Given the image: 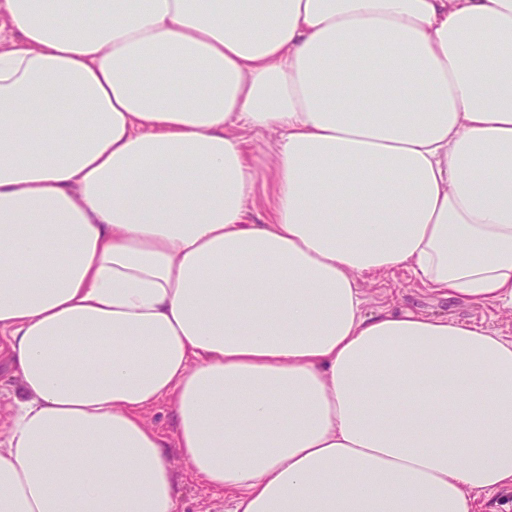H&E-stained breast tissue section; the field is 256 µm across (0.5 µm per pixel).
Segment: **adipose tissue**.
Returning a JSON list of instances; mask_svg holds the SVG:
<instances>
[{
  "label": "adipose tissue",
  "instance_id": "1",
  "mask_svg": "<svg viewBox=\"0 0 512 512\" xmlns=\"http://www.w3.org/2000/svg\"><path fill=\"white\" fill-rule=\"evenodd\" d=\"M4 28L0 512H178L173 447L231 512L512 485V341L359 288L512 310V0H0ZM242 127L279 135L264 224ZM367 314L410 310L427 316H444L497 332L512 340V310L490 305H467L424 287L408 270L360 281ZM15 396H20V384L6 363L1 357L0 360V424H2L10 413V406L13 405Z\"/></svg>",
  "mask_w": 512,
  "mask_h": 512
}]
</instances>
